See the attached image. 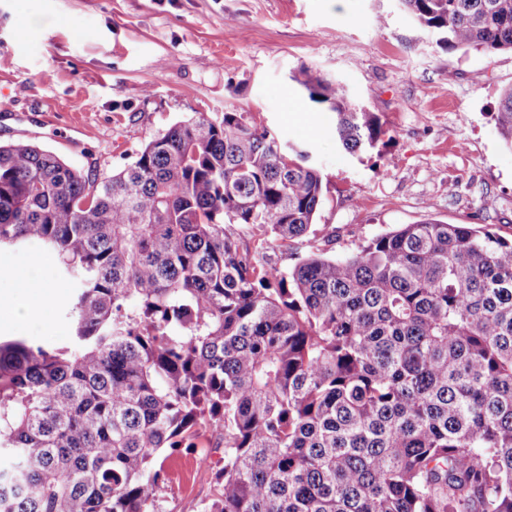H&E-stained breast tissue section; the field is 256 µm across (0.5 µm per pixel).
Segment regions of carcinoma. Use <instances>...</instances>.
<instances>
[{
    "instance_id": "cac0c4a2",
    "label": "carcinoma",
    "mask_w": 512,
    "mask_h": 512,
    "mask_svg": "<svg viewBox=\"0 0 512 512\" xmlns=\"http://www.w3.org/2000/svg\"><path fill=\"white\" fill-rule=\"evenodd\" d=\"M400 2L451 47L512 52V0ZM302 74L346 153L386 136ZM492 119L512 150V87ZM322 201L250 112L179 120L103 179L0 143V246L39 243L77 287L70 343L0 341V512H159L160 454L208 431L201 512H512V238L425 219L271 263Z\"/></svg>"
}]
</instances>
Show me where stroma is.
<instances>
[{"label":"stroma","mask_w":512,"mask_h":512,"mask_svg":"<svg viewBox=\"0 0 512 512\" xmlns=\"http://www.w3.org/2000/svg\"><path fill=\"white\" fill-rule=\"evenodd\" d=\"M343 85L387 134L345 154L335 115L310 102L302 68ZM512 87V53L451 48L399 0H0V141H31L107 177L195 113H253L308 152L323 179L313 226L329 254L436 218L512 237V151L492 119ZM78 111H71V104ZM57 288L48 315L0 318V338L42 345L73 333L75 288L38 243L1 249L0 264ZM159 457L160 512H200L223 455Z\"/></svg>","instance_id":"35a3bbf8"}]
</instances>
